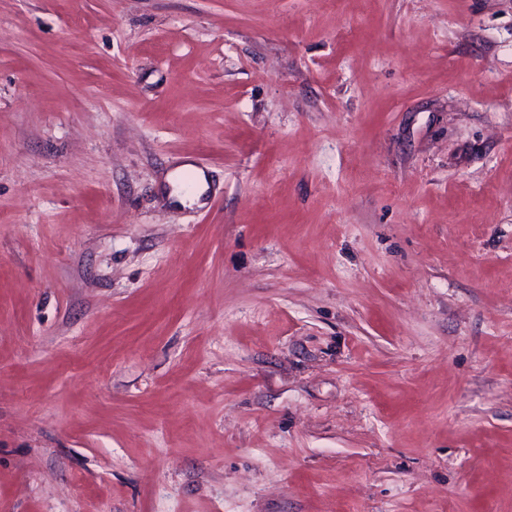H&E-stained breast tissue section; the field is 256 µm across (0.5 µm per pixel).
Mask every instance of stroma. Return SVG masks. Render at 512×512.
I'll list each match as a JSON object with an SVG mask.
<instances>
[{"instance_id":"35a3bbf8","label":"stroma","mask_w":512,"mask_h":512,"mask_svg":"<svg viewBox=\"0 0 512 512\" xmlns=\"http://www.w3.org/2000/svg\"><path fill=\"white\" fill-rule=\"evenodd\" d=\"M0 512H512V0H0Z\"/></svg>"}]
</instances>
